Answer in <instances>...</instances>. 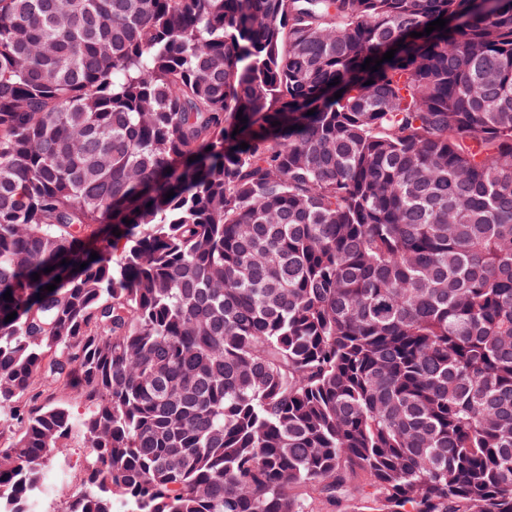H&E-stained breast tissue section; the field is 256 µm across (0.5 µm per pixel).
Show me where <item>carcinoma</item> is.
I'll return each instance as SVG.
<instances>
[{
	"label": "carcinoma",
	"mask_w": 512,
	"mask_h": 512,
	"mask_svg": "<svg viewBox=\"0 0 512 512\" xmlns=\"http://www.w3.org/2000/svg\"><path fill=\"white\" fill-rule=\"evenodd\" d=\"M358 475L512 512V0H0V512Z\"/></svg>",
	"instance_id": "carcinoma-1"
}]
</instances>
